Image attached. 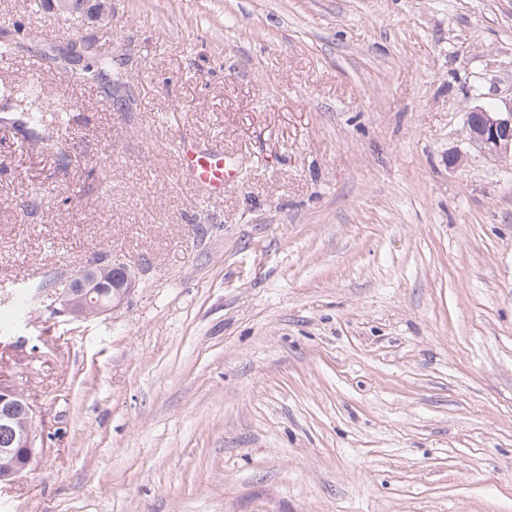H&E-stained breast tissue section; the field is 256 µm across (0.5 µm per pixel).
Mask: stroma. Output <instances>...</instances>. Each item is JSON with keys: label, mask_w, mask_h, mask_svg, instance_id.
<instances>
[{"label": "stroma", "mask_w": 512, "mask_h": 512, "mask_svg": "<svg viewBox=\"0 0 512 512\" xmlns=\"http://www.w3.org/2000/svg\"><path fill=\"white\" fill-rule=\"evenodd\" d=\"M15 31L0 81L68 120L0 124V372L42 439L0 512H512V154L465 129L512 103V0H112L108 35L0 0ZM83 42L113 96L58 74ZM101 255L125 302L52 315ZM175 152L181 170L210 195L222 193L236 175V167L227 163L221 148L202 146L184 137L175 144Z\"/></svg>", "instance_id": "1"}]
</instances>
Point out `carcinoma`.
Masks as SVG:
<instances>
[{"label": "carcinoma", "instance_id": "cac0c4a2", "mask_svg": "<svg viewBox=\"0 0 512 512\" xmlns=\"http://www.w3.org/2000/svg\"><path fill=\"white\" fill-rule=\"evenodd\" d=\"M76 58L81 61L77 67L71 56L64 57L60 63V73L70 81L102 82L109 94L123 84V73L114 66L112 56L94 49L93 45H84ZM51 112L56 113L58 122L65 120V114L45 102L34 87L0 82V123L19 128L32 146L45 148L53 141L54 126L47 118Z\"/></svg>", "mask_w": 512, "mask_h": 512}]
</instances>
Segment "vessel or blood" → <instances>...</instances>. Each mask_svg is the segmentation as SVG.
I'll return each mask as SVG.
<instances>
[{"mask_svg": "<svg viewBox=\"0 0 512 512\" xmlns=\"http://www.w3.org/2000/svg\"><path fill=\"white\" fill-rule=\"evenodd\" d=\"M175 152L182 171L207 193L223 192L236 175V167L227 163L220 148L203 146L184 137L177 141Z\"/></svg>", "mask_w": 512, "mask_h": 512, "instance_id": "1", "label": "vessel or blood"}]
</instances>
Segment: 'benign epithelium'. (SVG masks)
<instances>
[{"instance_id": "obj_1", "label": "benign epithelium", "mask_w": 512, "mask_h": 512, "mask_svg": "<svg viewBox=\"0 0 512 512\" xmlns=\"http://www.w3.org/2000/svg\"><path fill=\"white\" fill-rule=\"evenodd\" d=\"M59 14L84 12L85 0H50ZM466 127L473 144L483 152L502 156L512 152V106L502 112L477 106L466 114ZM101 260H90L78 269L61 289H55L52 313L76 320L100 317L119 307L133 288V266L123 259H109L110 278H99ZM37 409L18 388L0 374V429L10 437L0 442V481L12 485L28 468L38 434Z\"/></svg>"}]
</instances>
